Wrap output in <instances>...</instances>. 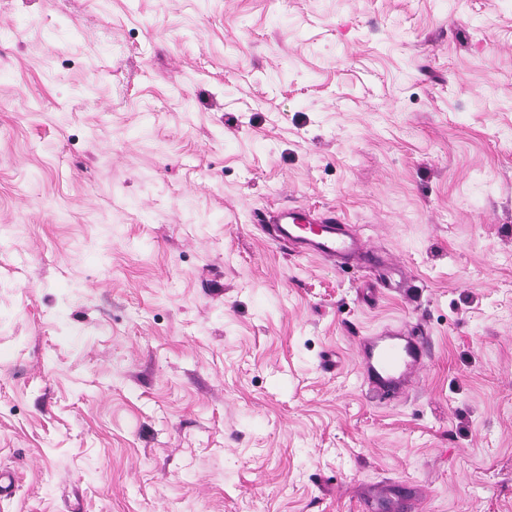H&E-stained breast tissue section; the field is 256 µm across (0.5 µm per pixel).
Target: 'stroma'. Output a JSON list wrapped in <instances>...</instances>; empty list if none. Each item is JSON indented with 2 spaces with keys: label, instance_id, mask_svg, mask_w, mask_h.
I'll use <instances>...</instances> for the list:
<instances>
[{
  "label": "stroma",
  "instance_id": "1",
  "mask_svg": "<svg viewBox=\"0 0 512 512\" xmlns=\"http://www.w3.org/2000/svg\"><path fill=\"white\" fill-rule=\"evenodd\" d=\"M416 325L373 403L357 337ZM1 469L0 512H512V0H0ZM272 218L277 237L288 242L297 253L355 264L369 262L374 257L367 241L354 230H347L336 210L288 208L276 212Z\"/></svg>",
  "mask_w": 512,
  "mask_h": 512
}]
</instances>
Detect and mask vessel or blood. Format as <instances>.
Wrapping results in <instances>:
<instances>
[{
    "mask_svg": "<svg viewBox=\"0 0 512 512\" xmlns=\"http://www.w3.org/2000/svg\"><path fill=\"white\" fill-rule=\"evenodd\" d=\"M279 239L295 252L327 261L368 262L373 252L366 240L346 229L333 210L323 212L288 208L274 214ZM431 359V346L419 332L385 331L357 339V360L362 378L378 398H400L420 380Z\"/></svg>",
    "mask_w": 512,
    "mask_h": 512,
    "instance_id": "b4317fda",
    "label": "vessel or blood"
}]
</instances>
